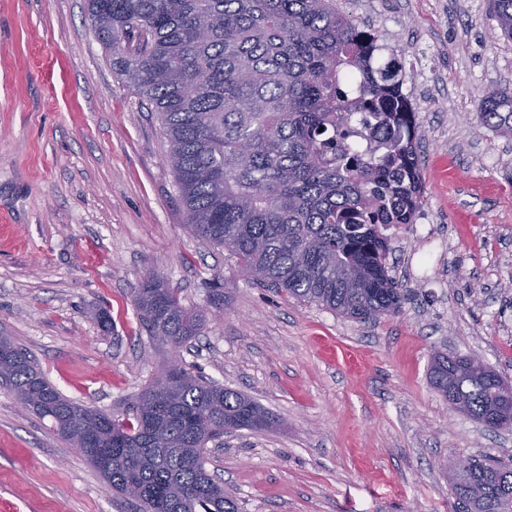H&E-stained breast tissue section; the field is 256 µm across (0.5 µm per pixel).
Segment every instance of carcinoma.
<instances>
[{"instance_id": "carcinoma-1", "label": "carcinoma", "mask_w": 512, "mask_h": 512, "mask_svg": "<svg viewBox=\"0 0 512 512\" xmlns=\"http://www.w3.org/2000/svg\"><path fill=\"white\" fill-rule=\"evenodd\" d=\"M338 0H88L121 75L158 112L187 228L230 250L258 283L358 321L399 311L385 231L421 207L417 114L405 72L374 64L379 35ZM512 40V0H489ZM479 122L512 140V92L484 93ZM374 147L362 152L357 140ZM135 305L151 334L178 346L203 310L149 277ZM473 357L437 353L429 378L464 414L512 426V381ZM0 380L51 421L119 497L142 512H239L206 467V445L233 429L265 430L249 396L177 365L135 398L133 422L64 397L27 352L0 336ZM453 512H512V467L472 459L452 472Z\"/></svg>"}]
</instances>
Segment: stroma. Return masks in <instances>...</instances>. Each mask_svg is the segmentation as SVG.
Instances as JSON below:
<instances>
[{
  "instance_id": "35a3bbf8",
  "label": "stroma",
  "mask_w": 512,
  "mask_h": 512,
  "mask_svg": "<svg viewBox=\"0 0 512 512\" xmlns=\"http://www.w3.org/2000/svg\"><path fill=\"white\" fill-rule=\"evenodd\" d=\"M344 8L408 75L424 132L415 221L448 243L421 280L409 265L425 239L391 237L399 313L360 322L243 276L187 229L158 114L86 0H0V336L119 421L175 361L248 394L274 425L206 450L241 512H451L449 464H512V428L451 412L429 380L440 351L512 381V141L476 116L485 90L512 89V40L494 36L487 0ZM150 275L205 312L201 336L178 349L150 337L133 301ZM1 494L21 512H138L0 384Z\"/></svg>"
}]
</instances>
